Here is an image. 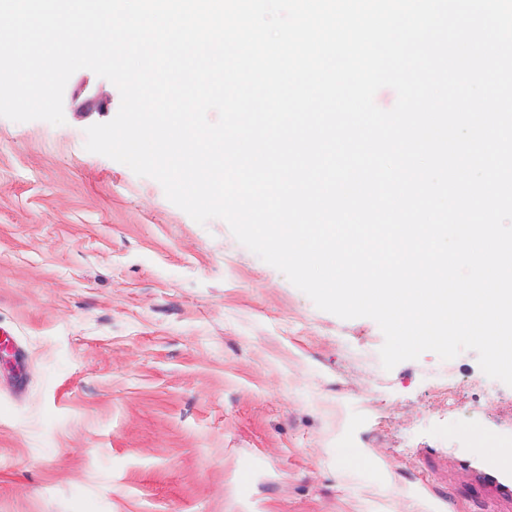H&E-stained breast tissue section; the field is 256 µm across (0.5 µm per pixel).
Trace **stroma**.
I'll return each instance as SVG.
<instances>
[{
  "label": "stroma",
  "instance_id": "35a3bbf8",
  "mask_svg": "<svg viewBox=\"0 0 512 512\" xmlns=\"http://www.w3.org/2000/svg\"><path fill=\"white\" fill-rule=\"evenodd\" d=\"M120 102L81 69L64 124L0 117V512H512L461 468L512 386L471 350L385 370L374 320L86 150Z\"/></svg>",
  "mask_w": 512,
  "mask_h": 512
}]
</instances>
